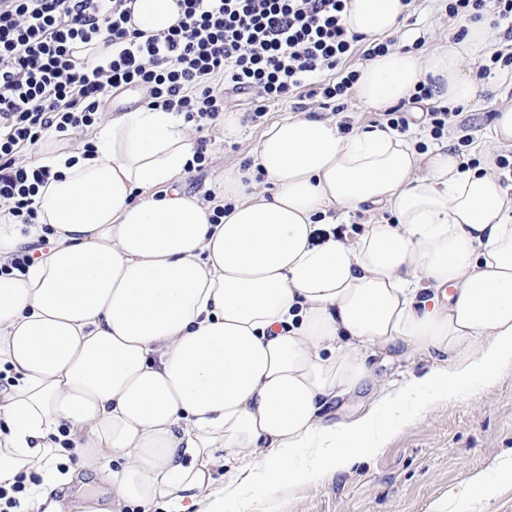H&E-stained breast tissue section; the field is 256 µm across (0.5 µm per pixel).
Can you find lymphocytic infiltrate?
Returning <instances> with one entry per match:
<instances>
[{"label":"lymphocytic infiltrate","mask_w":512,"mask_h":512,"mask_svg":"<svg viewBox=\"0 0 512 512\" xmlns=\"http://www.w3.org/2000/svg\"><path fill=\"white\" fill-rule=\"evenodd\" d=\"M177 2L178 24L146 37L129 25L134 0H0V207L18 223L34 222L53 176L22 153L52 132L92 133L116 91L140 90L199 130L223 114L228 89L252 95L254 122L292 98L340 112L359 76L353 59L395 45L350 33L346 0ZM97 41L111 59L74 57V44Z\"/></svg>","instance_id":"1"}]
</instances>
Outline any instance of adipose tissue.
Segmentation results:
<instances>
[{
    "label": "adipose tissue",
    "mask_w": 512,
    "mask_h": 512,
    "mask_svg": "<svg viewBox=\"0 0 512 512\" xmlns=\"http://www.w3.org/2000/svg\"><path fill=\"white\" fill-rule=\"evenodd\" d=\"M406 11L347 0L344 23L389 36ZM180 17L176 0H138L133 23L151 36ZM491 22L465 18L461 39L364 62L354 98L381 112L423 83L472 104L466 64L495 50ZM428 137L377 125L344 136L335 119L288 116L210 198L176 186L197 144L174 112L108 115L90 155L55 134L32 146V163L55 173L37 221L0 210V261L43 232L55 242L26 272L0 274V486L26 475L19 512L159 500L223 512L228 495L246 504L326 480L397 423L495 382L512 364V191L494 152L465 169ZM368 207L394 222L333 235V211ZM377 355L431 367L388 392ZM368 390L366 412L326 419L331 401ZM217 467L229 481L202 501ZM84 470L108 499L66 497Z\"/></svg>",
    "instance_id": "obj_1"
}]
</instances>
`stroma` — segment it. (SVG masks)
I'll use <instances>...</instances> for the list:
<instances>
[{"instance_id": "35a3bbf8", "label": "stroma", "mask_w": 512, "mask_h": 512, "mask_svg": "<svg viewBox=\"0 0 512 512\" xmlns=\"http://www.w3.org/2000/svg\"><path fill=\"white\" fill-rule=\"evenodd\" d=\"M448 36V19L436 0H423L401 31V45L428 52ZM475 102L463 107L449 129L452 139L470 137L491 146V125L501 105L512 104V76L479 81ZM296 101L270 106L264 123L246 121L235 137L223 125L205 133L204 169L185 174L189 193L207 194L225 171L248 166L268 125L298 113ZM512 459V365L490 386L469 388L454 399L429 406L398 423L383 447L350 471L327 481L309 482L283 494L260 497L246 512H430L441 497L452 499V512H512V487L484 505L460 500L466 479Z\"/></svg>"}]
</instances>
